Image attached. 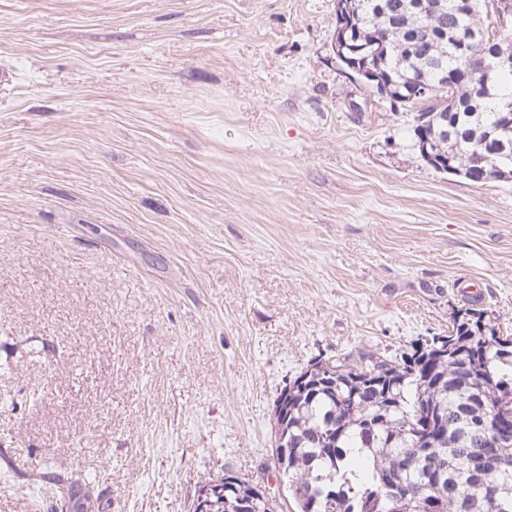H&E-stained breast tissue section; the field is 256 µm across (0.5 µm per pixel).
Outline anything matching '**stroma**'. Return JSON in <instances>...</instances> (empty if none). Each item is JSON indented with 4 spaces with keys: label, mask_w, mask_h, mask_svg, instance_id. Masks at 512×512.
Listing matches in <instances>:
<instances>
[{
    "label": "stroma",
    "mask_w": 512,
    "mask_h": 512,
    "mask_svg": "<svg viewBox=\"0 0 512 512\" xmlns=\"http://www.w3.org/2000/svg\"><path fill=\"white\" fill-rule=\"evenodd\" d=\"M336 0H0V470L99 512L257 479L308 364L478 302L512 336V179L427 164ZM45 487H39L43 497L49 499L51 512H84L90 507L89 493H83L71 477L61 473H43Z\"/></svg>",
    "instance_id": "35a3bbf8"
}]
</instances>
